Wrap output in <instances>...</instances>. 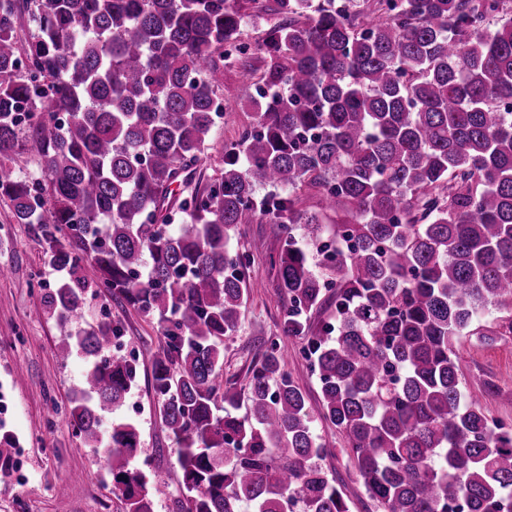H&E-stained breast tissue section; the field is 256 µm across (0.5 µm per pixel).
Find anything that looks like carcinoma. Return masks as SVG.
Segmentation results:
<instances>
[{"mask_svg":"<svg viewBox=\"0 0 512 512\" xmlns=\"http://www.w3.org/2000/svg\"><path fill=\"white\" fill-rule=\"evenodd\" d=\"M248 27L263 28L254 48ZM234 67L261 91L253 122L221 177L194 186ZM25 153L44 178L0 165V194L69 271L48 309L65 323L101 285L157 320L151 387L180 447L177 512H349L280 342L246 388L224 385L251 263L232 240L259 222L285 232L270 259L284 333L308 337L320 418L369 499L507 512L512 425L463 390L456 344L512 336V0H0V157ZM321 240L334 249L317 266ZM329 291L333 321L315 334L303 313ZM118 334L104 321L58 347L89 359L67 416L107 449L125 510L153 512L169 484L134 467L137 424L102 430L137 380L133 361L103 355Z\"/></svg>","mask_w":512,"mask_h":512,"instance_id":"carcinoma-1","label":"carcinoma"}]
</instances>
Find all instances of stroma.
Returning a JSON list of instances; mask_svg holds the SVG:
<instances>
[{
	"mask_svg": "<svg viewBox=\"0 0 512 512\" xmlns=\"http://www.w3.org/2000/svg\"><path fill=\"white\" fill-rule=\"evenodd\" d=\"M252 88L244 85L237 69L224 72L217 98L224 105L208 138L206 166L198 168L195 181L207 184L220 177L224 152L236 143L253 120ZM282 244L276 224L244 225L234 239L239 251L251 257L247 272L249 299L236 334L224 342V379L244 388L262 344L283 337V309L288 303L269 265ZM0 400L7 405L0 437H10L14 453L0 465V512H124L123 501L112 492L108 459L104 449L84 445L69 424L66 411L71 397L80 389L87 358L74 349L68 362L56 356L58 346L109 320L122 328L126 357L136 359L139 382L135 396L138 415L121 408L122 417H133L141 432L138 468L146 475L160 473L171 487H178L179 447L162 428L155 410L151 387L153 354L158 345L154 320L109 298L106 289H89L81 313L68 323L44 310L47 295L64 278V271L45 258L36 227L13 218L10 199L0 195ZM285 371L305 391L311 413L320 411V388L309 361L304 357L302 338L289 339ZM462 382L467 390L481 392L485 380H496L499 393L483 397L490 418L512 423V337L486 345L473 338L457 346ZM319 434L331 445L321 465L339 488L349 512H382L366 495L346 441L334 426L319 419Z\"/></svg>",
	"mask_w": 512,
	"mask_h": 512,
	"instance_id": "obj_1",
	"label": "stroma"
}]
</instances>
